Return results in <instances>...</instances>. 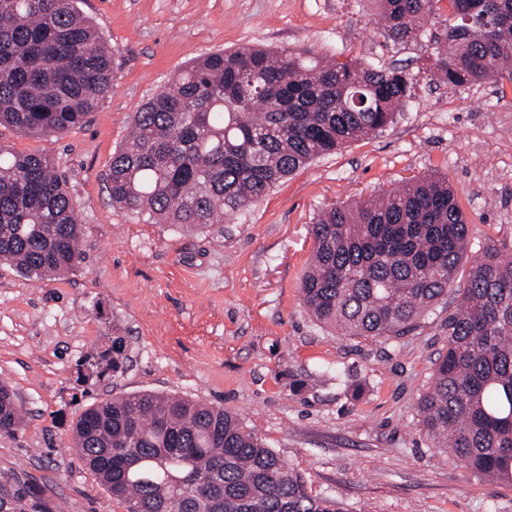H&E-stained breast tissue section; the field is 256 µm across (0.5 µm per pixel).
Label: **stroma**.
<instances>
[{
  "label": "stroma",
  "mask_w": 512,
  "mask_h": 512,
  "mask_svg": "<svg viewBox=\"0 0 512 512\" xmlns=\"http://www.w3.org/2000/svg\"><path fill=\"white\" fill-rule=\"evenodd\" d=\"M116 61L109 96L61 135L0 126V146L43 155L84 228L82 260L37 281L0 263V383L26 412L0 433V482L60 512H124L70 448L91 404L151 390L229 409L313 494L344 512H512V484L432 447L418 400L447 349L456 291L392 339L340 336L301 302L320 209L441 174L474 242L512 243V85L430 80L428 37L388 39L375 0H80ZM244 44L308 47L414 78L393 125L298 169L223 233L144 224L113 207L105 175L139 107L195 57ZM127 361L113 371L112 343Z\"/></svg>",
  "instance_id": "stroma-1"
}]
</instances>
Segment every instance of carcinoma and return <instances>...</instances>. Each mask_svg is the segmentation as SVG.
<instances>
[{
    "label": "carcinoma",
    "instance_id": "carcinoma-1",
    "mask_svg": "<svg viewBox=\"0 0 512 512\" xmlns=\"http://www.w3.org/2000/svg\"><path fill=\"white\" fill-rule=\"evenodd\" d=\"M440 0H378L384 34L415 41ZM457 18L432 37L434 79L451 87L512 81V0H448ZM112 53L76 0H0V126L61 135L112 91ZM412 77L310 50L245 45L191 61L135 113L112 154V206L149 224L222 232L280 181L345 144L384 130ZM305 308L344 336L398 338L448 298L470 267L448 350L419 401L436 448L476 474L512 483V253L468 254L458 191L441 175L321 212L311 225ZM83 228L41 155L0 147V262L37 280L73 270ZM25 426L0 385V433ZM80 458L125 512H342L312 494L233 411L140 391L90 405L72 426ZM0 512H56L43 492L0 484Z\"/></svg>",
    "mask_w": 512,
    "mask_h": 512
}]
</instances>
